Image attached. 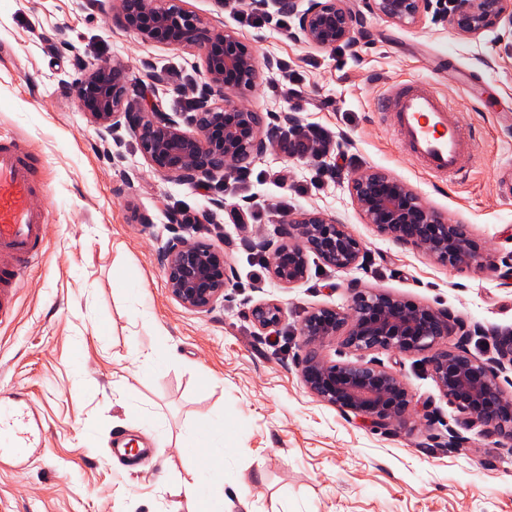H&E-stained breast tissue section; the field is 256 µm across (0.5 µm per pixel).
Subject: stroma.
<instances>
[{"label": "stroma", "instance_id": "obj_1", "mask_svg": "<svg viewBox=\"0 0 512 512\" xmlns=\"http://www.w3.org/2000/svg\"><path fill=\"white\" fill-rule=\"evenodd\" d=\"M250 0L219 10L183 0L216 27L233 30L276 62L242 104L324 128L320 158L272 146L242 183L208 188L151 171L134 136L103 137L81 112L74 85L85 67L122 60L130 78L153 86L166 112L187 111L203 83L198 52L142 43L119 27L118 0H0V133L37 155L47 184L42 255L25 269L12 307L0 315V406L24 410L35 440L21 457L0 456V512H195L183 494L204 449L181 450L187 432L224 419V512H512V444L466 428L441 395L426 354L374 353L406 383L416 412L390 431L363 425L319 401L301 382L299 336L314 309H347L355 288L384 290L451 312L473 328L468 350L495 357L512 336V193L496 173L512 160V21L475 36L448 22L431 0L417 23L397 25L364 0H343L353 37L322 49L292 35L298 20L268 13L250 26ZM170 81L152 85V72ZM299 91L279 92L283 81ZM410 81L452 98V120L469 141L471 166L456 180L434 176L404 152L381 111L388 91ZM343 170L312 188L316 168ZM407 184L444 220L467 225L492 261L465 270L397 244L366 224L349 186L358 170ZM221 198L225 209L213 206ZM199 216L193 235L223 248L232 283L223 301L195 312L165 287L161 252L180 206ZM243 206L252 225L233 217ZM318 210L363 241L365 256L337 270L310 259L306 279L275 282L251 239L277 241L289 216ZM148 214L143 226L134 213ZM283 309L277 332L250 309ZM164 360H141L151 349ZM459 434V447L448 445ZM148 465L113 450L116 440L153 448Z\"/></svg>", "mask_w": 512, "mask_h": 512}]
</instances>
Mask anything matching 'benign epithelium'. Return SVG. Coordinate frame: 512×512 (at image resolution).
I'll return each instance as SVG.
<instances>
[{"instance_id": "7a95c632", "label": "benign epithelium", "mask_w": 512, "mask_h": 512, "mask_svg": "<svg viewBox=\"0 0 512 512\" xmlns=\"http://www.w3.org/2000/svg\"><path fill=\"white\" fill-rule=\"evenodd\" d=\"M388 20L411 25L427 0H367ZM450 21L463 35H477L504 17L512 20V0H448ZM265 8L297 17V34L318 48L351 39L354 17L341 0H263ZM119 25L144 43L201 51L204 83L192 109L175 119L162 102L130 83L124 62L114 60L84 69L76 85L78 107L107 135L127 125L157 175L201 183L228 173L240 163L263 155L278 128L243 106L238 97L251 90L261 67L257 50L234 31L216 28L180 0H120ZM352 194L365 223L386 239L411 244L439 264L465 269L482 266L490 256L472 244L467 227L449 224L420 201L405 183L381 171L356 172ZM258 247L273 280L291 287L307 277L309 257L334 269L358 264L364 243L345 225L321 211L297 214L281 225L280 241ZM165 287L183 307L204 312L224 298L230 277L224 251L214 244L177 234L162 250ZM253 322L275 330L282 320L276 303L251 308ZM305 346L298 368L306 389L320 401L352 413L377 427L397 430L414 412L405 382L369 360L338 362L324 353L334 342L359 354L392 351L404 355L429 352L431 375L439 390L464 415V424L501 440L512 441V396H506L500 373L512 367V336L498 341L497 358L473 356L465 342L470 330L450 312L402 299L387 292L352 289L348 310L321 307L300 326ZM458 337L453 348L440 344Z\"/></svg>"}]
</instances>
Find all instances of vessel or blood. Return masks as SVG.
<instances>
[{
    "label": "vessel or blood",
    "instance_id": "obj_1",
    "mask_svg": "<svg viewBox=\"0 0 512 512\" xmlns=\"http://www.w3.org/2000/svg\"><path fill=\"white\" fill-rule=\"evenodd\" d=\"M453 102L410 86L392 94L403 143L434 174H466L469 153L462 128L450 122ZM42 191L34 157L17 138H0V303H9L21 272L40 254L43 212L33 205Z\"/></svg>",
    "mask_w": 512,
    "mask_h": 512
}]
</instances>
